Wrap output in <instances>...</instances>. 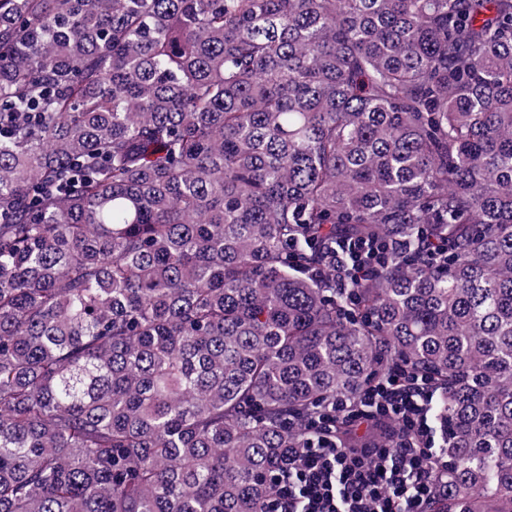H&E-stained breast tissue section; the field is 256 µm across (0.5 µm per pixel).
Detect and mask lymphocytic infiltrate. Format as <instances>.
I'll use <instances>...</instances> for the list:
<instances>
[{
  "label": "lymphocytic infiltrate",
  "instance_id": "1",
  "mask_svg": "<svg viewBox=\"0 0 512 512\" xmlns=\"http://www.w3.org/2000/svg\"><path fill=\"white\" fill-rule=\"evenodd\" d=\"M387 260L385 243L347 241L334 247L329 270L317 276L359 280ZM440 393L425 374L398 366L356 397L333 402L309 423L315 434L309 445L293 449L287 466L272 474L274 492L262 512H429L437 488L434 469L443 459L432 418ZM340 416L356 425L390 422L392 447L343 446L331 434Z\"/></svg>",
  "mask_w": 512,
  "mask_h": 512
}]
</instances>
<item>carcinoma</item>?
Wrapping results in <instances>:
<instances>
[{
	"label": "carcinoma",
	"mask_w": 512,
	"mask_h": 512,
	"mask_svg": "<svg viewBox=\"0 0 512 512\" xmlns=\"http://www.w3.org/2000/svg\"><path fill=\"white\" fill-rule=\"evenodd\" d=\"M4 112L0 512H261L401 365L431 512H512V0H0ZM329 265L325 272L321 267L315 275L321 280L336 279V293L343 292L345 280L363 279L388 260V246L371 240L336 243L332 248Z\"/></svg>",
	"instance_id": "cac0c4a2"
}]
</instances>
